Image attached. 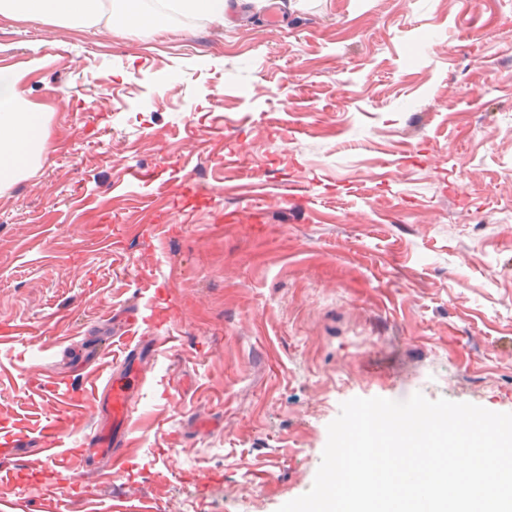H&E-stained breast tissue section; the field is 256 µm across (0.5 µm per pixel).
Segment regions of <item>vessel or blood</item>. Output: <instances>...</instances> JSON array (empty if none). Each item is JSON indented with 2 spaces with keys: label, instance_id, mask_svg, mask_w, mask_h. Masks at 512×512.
Here are the masks:
<instances>
[{
  "label": "vessel or blood",
  "instance_id": "obj_1",
  "mask_svg": "<svg viewBox=\"0 0 512 512\" xmlns=\"http://www.w3.org/2000/svg\"><path fill=\"white\" fill-rule=\"evenodd\" d=\"M161 315H146L139 310L127 312L123 337L127 343L122 360L106 361L102 364L107 374L104 388H90L85 396L74 399L65 413L49 418L39 431L42 448L39 452L41 464L55 462L58 450L64 447L70 426L85 417L88 409H95L98 422L90 435L79 443V451L90 450L103 460L97 472L98 478L111 479L113 472L127 467L126 448L132 445L129 427L132 423L136 402L134 395L143 383V368L138 357V348L150 346L152 351H161L166 341L157 336L141 335L142 326L160 323Z\"/></svg>",
  "mask_w": 512,
  "mask_h": 512
}]
</instances>
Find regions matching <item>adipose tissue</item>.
I'll use <instances>...</instances> for the list:
<instances>
[{"instance_id": "1", "label": "adipose tissue", "mask_w": 512, "mask_h": 512, "mask_svg": "<svg viewBox=\"0 0 512 512\" xmlns=\"http://www.w3.org/2000/svg\"><path fill=\"white\" fill-rule=\"evenodd\" d=\"M104 0H0V15L26 20L62 19L90 27L100 18ZM114 28L166 25L168 10L203 13L223 19L228 0H167V11L147 8L144 0H111ZM22 76L0 66V190L35 170L47 140V114L29 103L21 88Z\"/></svg>"}]
</instances>
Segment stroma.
<instances>
[{"instance_id": "stroma-1", "label": "stroma", "mask_w": 512, "mask_h": 512, "mask_svg": "<svg viewBox=\"0 0 512 512\" xmlns=\"http://www.w3.org/2000/svg\"><path fill=\"white\" fill-rule=\"evenodd\" d=\"M0 16L40 165L0 192V512H277L349 399L512 412V0H268L165 31ZM152 171L132 181L130 170ZM174 308L111 482L36 429ZM58 378L51 392L44 374Z\"/></svg>"}]
</instances>
